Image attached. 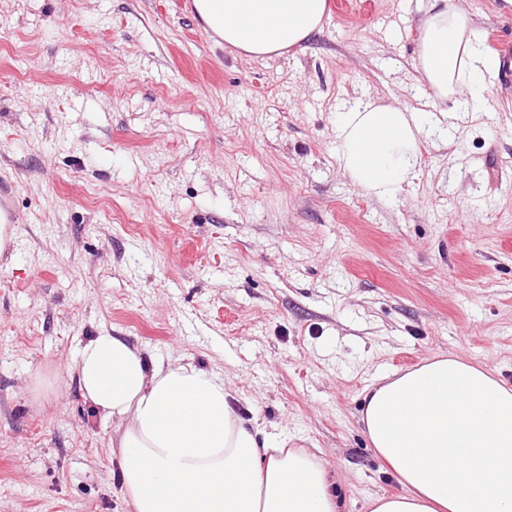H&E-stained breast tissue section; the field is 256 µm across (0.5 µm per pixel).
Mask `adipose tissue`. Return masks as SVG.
<instances>
[{
  "mask_svg": "<svg viewBox=\"0 0 512 512\" xmlns=\"http://www.w3.org/2000/svg\"><path fill=\"white\" fill-rule=\"evenodd\" d=\"M205 24L251 58L303 44L326 0H195ZM457 0H429L415 59L435 105L488 108L497 56ZM420 113L373 100L336 118L338 161L367 193L396 195L418 171ZM84 399L112 418L120 492L132 512H339L322 458L271 444L242 415L223 377L179 362L150 361L123 337L100 331L81 349ZM360 421L402 490L370 512H512V387L459 357H437L384 375L364 395Z\"/></svg>",
  "mask_w": 512,
  "mask_h": 512,
  "instance_id": "obj_1",
  "label": "adipose tissue"
}]
</instances>
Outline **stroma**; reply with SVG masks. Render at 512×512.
Returning a JSON list of instances; mask_svg holds the SVG:
<instances>
[{"mask_svg":"<svg viewBox=\"0 0 512 512\" xmlns=\"http://www.w3.org/2000/svg\"><path fill=\"white\" fill-rule=\"evenodd\" d=\"M459 3L499 41L491 110L422 136L380 199L343 176L336 114L434 111L428 0H349L263 59L178 0H0V512H130L75 378L103 329L223 374L341 512L400 490L360 423L381 375L458 356L512 385V7Z\"/></svg>","mask_w":512,"mask_h":512,"instance_id":"obj_1","label":"stroma"}]
</instances>
